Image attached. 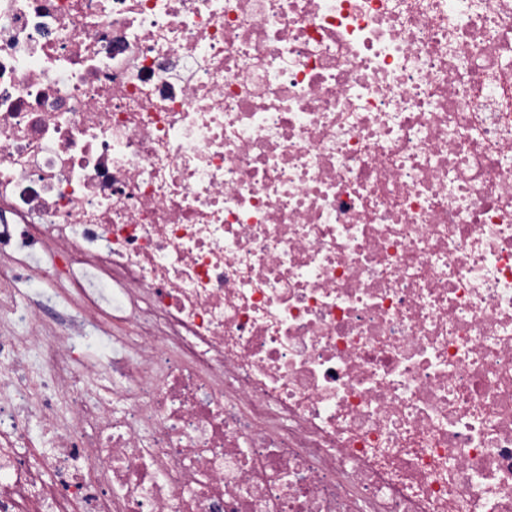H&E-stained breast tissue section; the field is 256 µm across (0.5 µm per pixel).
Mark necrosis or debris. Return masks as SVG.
Returning a JSON list of instances; mask_svg holds the SVG:
<instances>
[{"label":"necrosis or debris","mask_w":512,"mask_h":512,"mask_svg":"<svg viewBox=\"0 0 512 512\" xmlns=\"http://www.w3.org/2000/svg\"><path fill=\"white\" fill-rule=\"evenodd\" d=\"M0 512H512V0H0Z\"/></svg>","instance_id":"4bbe7bcc"}]
</instances>
